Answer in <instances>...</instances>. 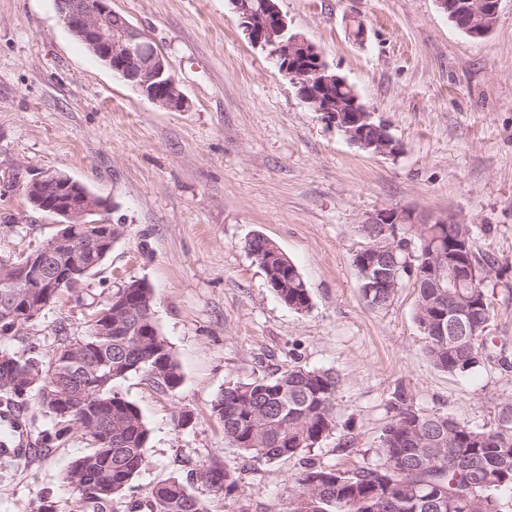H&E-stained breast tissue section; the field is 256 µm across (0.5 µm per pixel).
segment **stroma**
<instances>
[{
    "label": "stroma",
    "instance_id": "obj_1",
    "mask_svg": "<svg viewBox=\"0 0 512 512\" xmlns=\"http://www.w3.org/2000/svg\"><path fill=\"white\" fill-rule=\"evenodd\" d=\"M291 32L328 66L400 144L395 155L352 145L298 96L267 53L239 28L229 0H112L166 58L186 97L164 109L118 78L71 34L55 0H0V173L13 165L66 174L105 198L123 235L79 288L0 348L51 355L61 337L86 335L122 283L153 290V311L182 382L156 388L133 373L117 389L151 430L146 464L112 512H133L154 485L181 479L208 512H288L298 458L245 461L212 414L230 384L293 365L340 378L337 428L313 450L349 469L373 460L388 403L405 386L423 412L493 429L512 408V0L475 40L435 0H277ZM364 21V43L347 23ZM397 207L422 221L473 225L489 260L492 317L486 354L465 376L434 367L405 280L383 309L363 301L353 258L367 213ZM0 255H18L57 230L20 188L0 193ZM294 261L310 311L285 306L244 248L253 234ZM191 423L176 425L179 413ZM19 427L32 452L0 480V512H73L63 475L88 452L78 429L50 446L53 423L28 394ZM236 470L216 493L203 469Z\"/></svg>",
    "mask_w": 512,
    "mask_h": 512
}]
</instances>
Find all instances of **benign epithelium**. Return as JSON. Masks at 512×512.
<instances>
[{
  "mask_svg": "<svg viewBox=\"0 0 512 512\" xmlns=\"http://www.w3.org/2000/svg\"><path fill=\"white\" fill-rule=\"evenodd\" d=\"M112 0H56L57 9L69 31L107 67L112 59L126 61L118 71L151 102L162 108L182 110L184 96L172 76L165 58L123 16L112 10ZM500 0H436L439 8L455 25L472 38H484L493 28ZM238 26L249 42L269 51L278 71L297 88L301 100L324 116L360 150L374 154H396L400 147L388 134L385 124L372 122L374 114L360 104V97L338 99L330 95L335 86L348 82L329 72L318 48L303 36L288 34L287 21L281 11L272 8L255 15L241 0H230ZM18 183L32 209L55 218L57 232L39 245L40 251L29 257L27 267L38 265L46 252H60L66 263L60 278L75 286L90 270L87 256L99 249L106 208L98 197L83 205L72 202L79 188L70 177L54 172L31 173L18 168ZM416 223L412 212L382 208L366 215L363 224H377L381 232L364 251L367 258L356 264L362 281L382 282L381 268L392 242L399 240V226Z\"/></svg>",
  "mask_w": 512,
  "mask_h": 512,
  "instance_id": "7a95c632",
  "label": "benign epithelium"
}]
</instances>
